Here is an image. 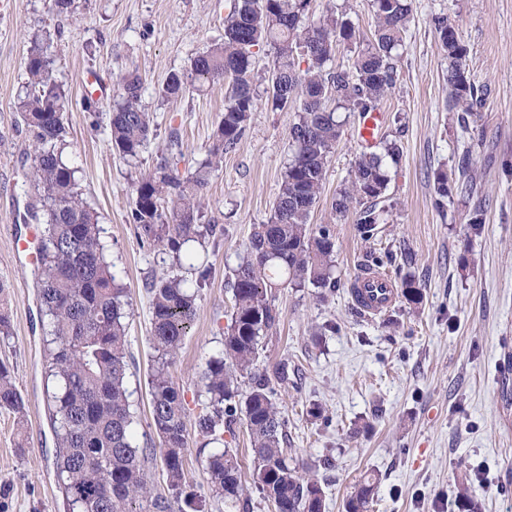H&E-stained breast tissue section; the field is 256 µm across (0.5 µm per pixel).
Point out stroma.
Segmentation results:
<instances>
[{"mask_svg": "<svg viewBox=\"0 0 512 512\" xmlns=\"http://www.w3.org/2000/svg\"><path fill=\"white\" fill-rule=\"evenodd\" d=\"M233 0H75L73 18H59L50 0H0V280L9 287L11 334L0 340L25 414L0 411V512H67L55 466L56 435L49 413L46 317L41 311L37 250L44 224L24 222L34 200L27 173L30 141L15 109L25 82L32 38L50 32L54 71L67 91L69 160L98 216L107 258L129 289L127 386L137 423L135 439L151 449L146 461L155 491L167 490L159 439L150 425L148 378L156 360L150 343L152 276L171 270V254L144 246L127 220L132 185L141 169L114 154L110 104L117 81L135 70L144 82L142 105L157 128L143 167L167 153L168 128L179 129L181 177L205 158L224 114L220 89L163 100L168 74L206 51L223 32ZM448 18L467 50L471 80L485 92L469 128L448 107V57L435 20ZM107 86L99 112L82 108L90 76ZM383 133L394 134L401 160L391 168L382 201L387 223L370 239L355 213L334 216L331 202L362 147L358 116L346 118L331 155L314 225L334 229V291L312 285L275 289L281 324L263 341L254 373L286 366L278 402L288 419L294 457L316 470L325 512H345L355 485L376 479L370 512H460L455 479L469 475L480 512H512V0H412L397 59V82L382 101ZM294 113L258 102L236 148L213 171L201 198L204 221L223 226L218 240L197 246L208 279L198 292L197 316L171 368L190 415L205 399L199 374L223 349L232 299L225 287L254 225L266 223L291 154ZM469 156L472 194L442 199L433 176L454 172ZM482 207L484 226L468 220ZM31 239L32 255L15 243ZM378 265L394 283L413 278L424 300L397 298L386 313L365 318L353 305L350 281ZM321 417L310 416L313 405ZM238 449L253 512L273 505L252 481L253 457L245 424L224 438Z\"/></svg>", "mask_w": 512, "mask_h": 512, "instance_id": "1", "label": "stroma"}]
</instances>
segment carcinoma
Here are the masks:
<instances>
[{"instance_id":"cac0c4a2","label":"carcinoma","mask_w":512,"mask_h":512,"mask_svg":"<svg viewBox=\"0 0 512 512\" xmlns=\"http://www.w3.org/2000/svg\"><path fill=\"white\" fill-rule=\"evenodd\" d=\"M310 0H234L224 18L220 42L169 74L160 95L176 99L204 84L225 88L224 116L206 158L186 178L163 156L133 183L128 221L141 244L166 246L176 263L188 261L187 276H154L150 293V341L158 353L149 375L150 415L159 438L162 463L172 497L153 492L143 449L134 441L135 412L126 387L127 286L112 271L100 239L98 216L82 197L77 167L65 156L69 147L64 112L68 96L54 76L50 37L35 38L24 60L26 82L18 95L31 142V181L35 200L27 218L47 215L41 250L39 297L47 317L45 343L54 429L56 469L69 512H209L215 502L231 501L250 512L241 479L238 449L222 448L207 459L209 498L184 488L190 448L188 415L172 381L184 337L193 325L196 298L207 268L193 263L183 247L223 233L201 223L200 196L211 172L224 162L243 137L265 88L274 110H293L292 152L279 193L265 224H256L245 254L232 270L227 287L233 296L231 322L220 356L208 361L199 378L208 397L206 412L195 428L206 444L218 443L246 423L254 457V483L272 501L275 512H323L324 491L315 475L300 468L287 448L288 419L277 405V390L266 374L251 378L241 394L237 373L256 360L261 340L277 331L280 313L270 295L275 288L309 283L336 288L333 230L314 226L310 215L323 188L326 166L343 133L340 112L366 114L379 109L397 81L396 59L410 20L411 0H373L375 24L366 36L346 17L332 13L316 23L306 21ZM436 32L448 54V103L458 122L469 127L482 95L466 68V50L448 20H437ZM358 48L349 70L328 62L341 44ZM273 51L269 70L259 74L256 50ZM121 93L110 112L113 151L129 164L154 136L151 117L142 105L143 80L136 71L119 80ZM400 145L383 137L374 151H363L332 202L333 213L358 209L357 229L372 236L385 221L378 207L398 165ZM458 176L442 170L434 177L442 198L470 194L474 176L469 156L458 164ZM8 285L0 281V337L11 333ZM401 294L418 305L422 291L414 279L402 281ZM0 409L23 419L24 403L7 366L0 364ZM465 512H478L467 481L457 486ZM374 482L358 484L346 512H369Z\"/></svg>"}]
</instances>
